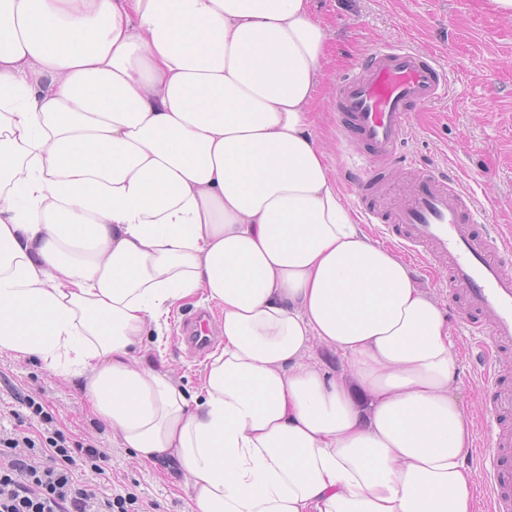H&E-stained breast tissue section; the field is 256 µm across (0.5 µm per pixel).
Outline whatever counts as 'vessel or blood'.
I'll use <instances>...</instances> for the list:
<instances>
[{"instance_id": "obj_1", "label": "vessel or blood", "mask_w": 512, "mask_h": 512, "mask_svg": "<svg viewBox=\"0 0 512 512\" xmlns=\"http://www.w3.org/2000/svg\"><path fill=\"white\" fill-rule=\"evenodd\" d=\"M445 88V72L427 55L404 45L371 50L336 98L343 132L358 134L369 148L364 173L396 163L398 145L411 131V112ZM361 214L366 223L384 225L408 251L420 248L432 261H447L471 313L465 327L477 329L487 321L493 343L512 341V243L478 230V200L457 178L436 168H415L410 193L362 206ZM180 331L195 355H204L213 342L206 316L184 319ZM487 427L492 442L480 462L492 475L494 512H512V430L493 420Z\"/></svg>"}]
</instances>
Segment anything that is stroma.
Wrapping results in <instances>:
<instances>
[{
    "instance_id": "stroma-1",
    "label": "stroma",
    "mask_w": 512,
    "mask_h": 512,
    "mask_svg": "<svg viewBox=\"0 0 512 512\" xmlns=\"http://www.w3.org/2000/svg\"><path fill=\"white\" fill-rule=\"evenodd\" d=\"M312 10L326 26L332 48L315 106V131L349 208L359 205L351 174L363 147L345 141L339 130L338 88L375 46L403 43L429 54L446 70L448 94L412 113V133L400 145V156L451 170L475 192L489 223L512 237V17L495 14L484 0H312ZM407 262L447 311L459 349L453 390L474 423L475 453L469 463L477 469L475 495L488 510L491 486L478 468V453L490 443L485 422L496 410V391L512 393V345L488 356L475 348L463 325V304L450 296L447 268L413 256ZM193 310L189 304L172 312L164 327V353L156 352L152 340L143 342L145 364L169 371L190 396L201 389L205 363L188 353L178 332ZM489 356L496 362L493 384L483 374ZM27 395L42 399L54 416V429L105 451L103 466L121 490L154 503V512H188L189 490L169 464L136 462L110 428L90 418L82 380L47 369L34 357L0 355V427L14 425L20 399Z\"/></svg>"
}]
</instances>
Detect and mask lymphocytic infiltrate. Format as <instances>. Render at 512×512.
Here are the masks:
<instances>
[{"label":"lymphocytic infiltrate","instance_id":"1","mask_svg":"<svg viewBox=\"0 0 512 512\" xmlns=\"http://www.w3.org/2000/svg\"><path fill=\"white\" fill-rule=\"evenodd\" d=\"M107 480L100 464L103 450L74 448L61 431H0V512H150L151 505L132 492H106L83 480L75 456Z\"/></svg>","mask_w":512,"mask_h":512}]
</instances>
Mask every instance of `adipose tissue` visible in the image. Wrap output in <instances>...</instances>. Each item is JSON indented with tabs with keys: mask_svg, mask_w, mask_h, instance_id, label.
<instances>
[{
	"mask_svg": "<svg viewBox=\"0 0 512 512\" xmlns=\"http://www.w3.org/2000/svg\"><path fill=\"white\" fill-rule=\"evenodd\" d=\"M326 55L310 0H0V354L67 362L190 512H477L446 312L312 131ZM200 295L191 400L135 356Z\"/></svg>",
	"mask_w": 512,
	"mask_h": 512,
	"instance_id": "adipose-tissue-1",
	"label": "adipose tissue"
}]
</instances>
